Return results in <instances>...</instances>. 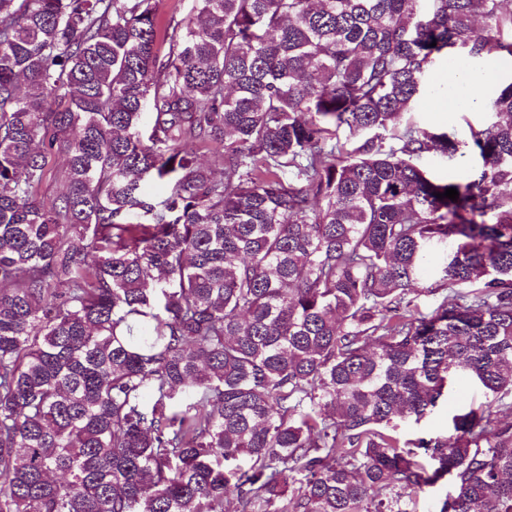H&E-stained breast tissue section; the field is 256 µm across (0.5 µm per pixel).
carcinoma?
<instances>
[{"instance_id": "cac0c4a2", "label": "carcinoma", "mask_w": 512, "mask_h": 512, "mask_svg": "<svg viewBox=\"0 0 512 512\" xmlns=\"http://www.w3.org/2000/svg\"><path fill=\"white\" fill-rule=\"evenodd\" d=\"M421 2L0 0V512H512V81L469 143L413 117L512 4ZM459 372L491 400L402 439ZM157 7L158 20L160 26L171 16L175 15L177 19L186 17L192 8L193 2L190 0H159ZM464 154L457 155L453 161H448L437 154L430 155L427 161L429 171L439 179H462L467 177L475 164L474 156L465 147ZM64 159L61 153L54 152L48 158V172L44 184L41 187V194L46 200L59 196L63 190V181L57 178V174L63 168ZM454 493V485L449 476L433 486L424 487L414 493L409 501V512H438L446 497Z\"/></svg>"}]
</instances>
